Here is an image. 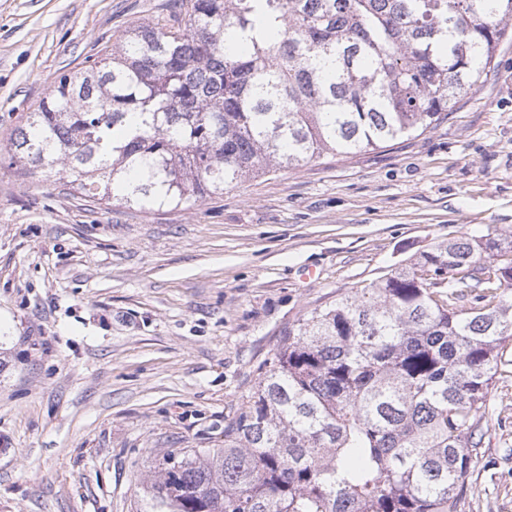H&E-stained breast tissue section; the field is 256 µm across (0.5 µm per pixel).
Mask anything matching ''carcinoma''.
I'll use <instances>...</instances> for the list:
<instances>
[{"label": "carcinoma", "mask_w": 512, "mask_h": 512, "mask_svg": "<svg viewBox=\"0 0 512 512\" xmlns=\"http://www.w3.org/2000/svg\"><path fill=\"white\" fill-rule=\"evenodd\" d=\"M512 0H193L60 75L13 164L141 210L431 128L491 70ZM512 232L461 236L307 312L224 421L155 460L143 512H459L512 348ZM475 304L463 305L470 293Z\"/></svg>", "instance_id": "obj_1"}]
</instances>
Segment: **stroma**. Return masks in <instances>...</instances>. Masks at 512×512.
Returning <instances> with one entry per match:
<instances>
[{"label":"stroma","mask_w":512,"mask_h":512,"mask_svg":"<svg viewBox=\"0 0 512 512\" xmlns=\"http://www.w3.org/2000/svg\"><path fill=\"white\" fill-rule=\"evenodd\" d=\"M177 0H0V512H139L156 457L224 419L305 313L463 234L512 232V37L422 135L192 207L104 205L12 164L61 74ZM461 512H512V375Z\"/></svg>","instance_id":"1"}]
</instances>
